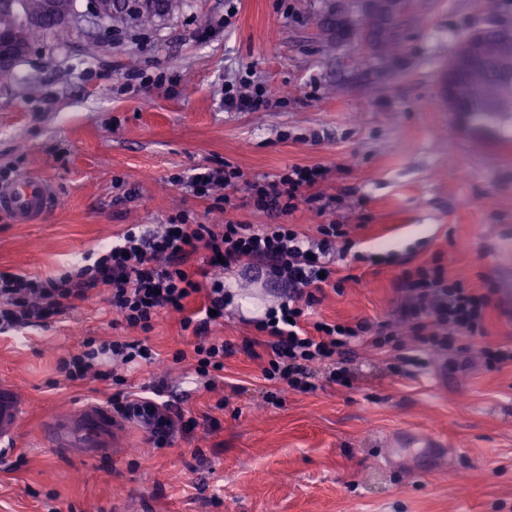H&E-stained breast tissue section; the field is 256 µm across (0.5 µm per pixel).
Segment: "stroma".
<instances>
[{
  "instance_id": "35a3bbf8",
  "label": "stroma",
  "mask_w": 512,
  "mask_h": 512,
  "mask_svg": "<svg viewBox=\"0 0 512 512\" xmlns=\"http://www.w3.org/2000/svg\"><path fill=\"white\" fill-rule=\"evenodd\" d=\"M401 50L364 55L367 0H186L153 25L118 20L86 27L68 46L34 44L0 83V171L50 181L42 222L0 214V271L54 276L82 264L131 224L152 229L179 213L220 224L350 227L346 281L326 289L312 317L388 321L405 262L441 255L449 275L499 289L487 339L512 344V132L493 145L466 137L443 102L440 76L457 38L512 23V0H413ZM252 71L267 90L257 112L224 109V83ZM163 75L133 92L128 75ZM232 166L275 179L319 166L320 203L289 214L256 209L245 190L232 207L188 192L196 168ZM277 277L224 273L231 299L209 335L232 345L224 383L207 389L189 362L195 335L161 313L149 335L118 322L103 297L76 303L42 327L0 335V376L27 403L15 450L0 461V512H512V367L486 370L477 351L427 356L407 375L393 357L358 349L340 365L310 369L312 393L275 392L262 377L271 351L238 321L242 303H278ZM147 338L155 364L118 367L135 387L164 378L171 403L197 421L163 449L124 425L117 453L95 461L41 448L39 421L111 390L67 383L55 370L80 337ZM447 374L430 386L433 371ZM223 409H215L216 401ZM444 439L440 472L412 457L379 464L385 436Z\"/></svg>"
}]
</instances>
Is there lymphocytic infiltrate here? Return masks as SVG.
I'll return each instance as SVG.
<instances>
[{
	"instance_id": "obj_1",
	"label": "lymphocytic infiltrate",
	"mask_w": 512,
	"mask_h": 512,
	"mask_svg": "<svg viewBox=\"0 0 512 512\" xmlns=\"http://www.w3.org/2000/svg\"><path fill=\"white\" fill-rule=\"evenodd\" d=\"M267 105L263 85L252 77L225 82V110L256 112ZM318 177L317 168L295 166L276 180L260 183L245 180L235 168H204L189 177L188 185L196 196L206 197L242 183L257 209L287 213ZM345 235L339 224L318 225L316 236L311 237L293 224H240L230 219L221 224H191L183 215L150 235L133 224L91 263L60 277L0 273V334L42 326L94 293L103 295L123 324L148 333L161 312L184 311L187 299L201 293L207 300L205 307L183 321L184 326L193 327L198 339L192 352H177L174 359L192 360L196 375L212 380L223 372L229 346L205 333L213 314L224 311V283L211 279L210 272L261 263L288 287L286 299L254 322L272 351L262 374L288 389L308 393L314 389L308 379L310 364L336 362L355 347L382 348L390 330L386 322L361 320L350 326L307 320L325 288L339 286L331 278V254L335 242ZM199 253L204 256L202 265L188 270V259ZM395 290L400 296L396 320L415 338L414 353L406 359L410 365L420 364L428 353L467 352L470 342L484 337L496 294L492 284L476 288L466 279L450 276L439 259L403 270ZM155 356L141 340L87 337L76 352L59 359L57 369L72 384L94 378L116 385L108 400L111 412L134 423L154 447L162 448L171 444L176 432L193 429L195 420L163 400L164 382L147 391H131L126 378L110 369L114 362L133 368L147 365Z\"/></svg>"
}]
</instances>
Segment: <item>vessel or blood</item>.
<instances>
[{"instance_id":"vessel-or-blood-1","label":"vessel or blood","mask_w":512,"mask_h":512,"mask_svg":"<svg viewBox=\"0 0 512 512\" xmlns=\"http://www.w3.org/2000/svg\"><path fill=\"white\" fill-rule=\"evenodd\" d=\"M53 203V191L43 178L22 174L12 182L0 185V212L14 223L34 224ZM26 415V400L17 384L0 380V454L14 450ZM121 430L111 415L99 404L86 402L64 415L47 416L41 423L37 444L65 450L90 460L117 447ZM413 440L412 435L397 433L387 436L388 450L382 459L387 468L397 467L401 447Z\"/></svg>"}]
</instances>
